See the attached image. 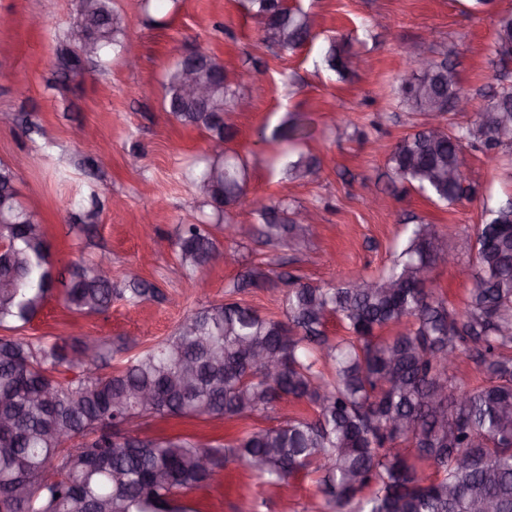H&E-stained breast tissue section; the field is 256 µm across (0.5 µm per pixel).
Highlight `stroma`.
<instances>
[{
    "mask_svg": "<svg viewBox=\"0 0 512 512\" xmlns=\"http://www.w3.org/2000/svg\"><path fill=\"white\" fill-rule=\"evenodd\" d=\"M298 2L312 14L316 36L295 51L273 52L259 43L258 24L239 0H151L147 10L142 0H114L140 48L138 65L89 62L64 75L58 58L75 0H0V14L13 19L0 27V162L30 157L15 186L46 231L56 271L105 252L114 287H124L126 272L137 267L159 292L136 306L113 301L109 311L93 315L70 312L54 294L23 336H99L148 346L171 335L188 312L227 300L238 276L255 266L273 278L288 273L315 284L378 273L412 224L436 225L459 251L458 267H434L432 276L449 304L463 308L473 282L458 268L475 264L463 239L479 224L484 203L512 202V168L465 149L474 193L453 205L432 203L396 179L387 156L419 123L399 105L397 80L411 70L403 53L410 44L454 64L462 90L474 108L482 106L503 70L494 43L497 20L512 10V0L483 6L474 0ZM35 15L49 18L51 28H32ZM334 41L367 53L371 69L346 76L326 69L322 58ZM196 46L221 59L239 88L232 147L249 164L246 194L232 210L243 233L223 243L238 261L206 270L204 293L186 277L175 241L179 225L217 221L210 208H199L185 177L203 153L205 136L164 111L162 86L180 53ZM292 113L310 128L300 151L321 161L316 174L299 181L282 179L280 145L258 137ZM79 125L91 128L94 139L75 140ZM279 199L309 208L320 233L298 244L259 238L253 209ZM303 410L284 401L268 416L231 424L152 417L138 433L189 434L209 443L237 430L276 426ZM185 501L193 512H321L324 505L313 477L268 487L238 462Z\"/></svg>",
    "mask_w": 512,
    "mask_h": 512,
    "instance_id": "obj_1",
    "label": "stroma"
}]
</instances>
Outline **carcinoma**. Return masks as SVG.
Returning <instances> with one entry per match:
<instances>
[{"instance_id": "obj_1", "label": "carcinoma", "mask_w": 512, "mask_h": 512, "mask_svg": "<svg viewBox=\"0 0 512 512\" xmlns=\"http://www.w3.org/2000/svg\"><path fill=\"white\" fill-rule=\"evenodd\" d=\"M260 23L262 44L283 51L304 45L314 27L299 5L274 9L271 0H244ZM75 21L99 62L125 56V18L112 0H78ZM497 53L512 57V12L498 19ZM352 52L332 44L327 69L354 72ZM401 82L400 104L421 116L442 99L462 94L446 77L448 63ZM215 55L199 78L210 99L193 103L180 92L181 64L164 76V108L209 143H230L232 124L220 112L235 110L239 91ZM512 84H503L465 126L419 130L401 138L388 163L401 180L429 200L453 204L466 197L464 147L490 160L512 149L497 128L512 130ZM309 134L299 117L271 133L295 144ZM318 160L300 154L284 162V178H306ZM202 202L221 215L236 205L248 180L237 152L207 154L204 166L185 174ZM16 172L0 162V512H192L179 496L208 484L229 462L251 467L276 486L302 473L315 474L324 512H512V205H485L465 248L476 264L463 309L448 301L426 275L435 244L433 224H414L393 265L377 277L318 286L280 276L283 317L268 318L241 302L211 304L187 314L161 342L133 351L96 336L68 342L18 336L44 309L56 285L68 309L103 313L113 297L136 305L155 290L139 276L116 291L98 261L75 264L67 277L54 274L50 244L35 214L18 200ZM257 232L267 241H299L301 214L282 201L256 209ZM178 259L194 280L224 254L207 224H184ZM270 282L264 270L245 272L233 287ZM336 316L348 336H327ZM404 330L384 336L393 325ZM278 359L279 371L249 359L247 350ZM84 356L80 374L69 352ZM467 352L484 376L468 389L450 374ZM121 356L109 374L100 370ZM283 400L304 403L310 414L253 427L224 444H203L187 434L118 442L112 425L128 417L162 416L234 422L265 416ZM67 432L66 446L61 432Z\"/></svg>"}]
</instances>
